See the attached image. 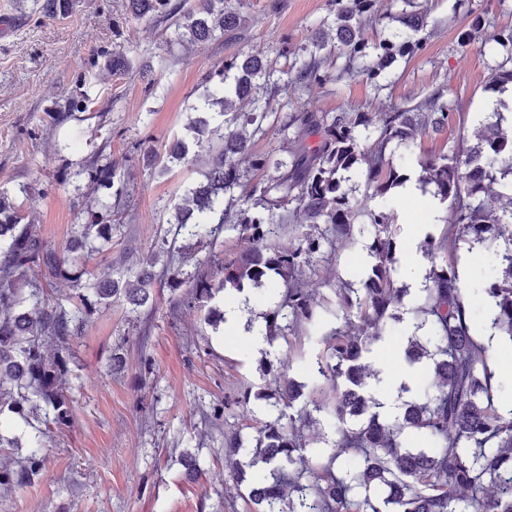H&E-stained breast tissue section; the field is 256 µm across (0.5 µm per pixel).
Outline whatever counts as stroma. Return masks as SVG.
<instances>
[{
	"label": "stroma",
	"instance_id": "1",
	"mask_svg": "<svg viewBox=\"0 0 512 512\" xmlns=\"http://www.w3.org/2000/svg\"><path fill=\"white\" fill-rule=\"evenodd\" d=\"M239 11L235 30L179 46L165 22L132 19L127 0H75L60 19L35 13L31 0H0V16L15 26L0 37V192L35 225L44 244L63 249L81 231L86 212L104 198L116 219L112 248L93 255L90 276L120 275L163 238L172 206L199 175L190 165L162 170L164 146L180 135L218 64L262 52L279 70L290 53L332 38L326 26L332 0H229ZM426 16L423 47L388 71L384 87L328 65L326 81L299 90L278 84L264 91L275 111L309 106L319 112H390L412 107L434 92L456 101L473 127L495 97L490 70L504 56L494 36L512 29V0H417ZM469 42H462V32ZM130 64L112 75V49ZM90 97L85 112H66L69 100ZM117 165L111 189H96L80 169L88 160ZM28 186V195L18 192ZM395 233L411 249L417 225L430 222L426 199L398 200ZM431 223V222H430ZM368 232L305 278L317 298L333 299L334 277L355 283L367 262ZM495 251L476 250L464 280L476 323L487 310L481 289L494 274ZM156 304L139 315L115 301L84 319L73 340L65 376L72 400L70 428L52 431L46 462L31 485L0 491V512H242L237 486L224 467V436L254 435L259 423L241 408L210 421L213 405L240 387L264 383L261 357L273 370L304 381L318 352L288 356L285 341L256 351L251 342L212 329L187 289H154ZM202 469L189 479L185 456Z\"/></svg>",
	"mask_w": 512,
	"mask_h": 512
}]
</instances>
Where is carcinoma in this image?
Segmentation results:
<instances>
[{"label": "carcinoma", "instance_id": "carcinoma-1", "mask_svg": "<svg viewBox=\"0 0 512 512\" xmlns=\"http://www.w3.org/2000/svg\"><path fill=\"white\" fill-rule=\"evenodd\" d=\"M335 37L300 48L288 83L321 82V54L345 59L374 83L386 77L389 61L409 58L423 47L424 24L414 0L400 6L403 29L383 34L374 43L361 32L359 18L375 10L376 0H333ZM170 0H129L133 19L175 18L179 41L205 42L215 32L239 24L227 0H193L187 8ZM71 0H43L42 11L62 17ZM276 70L256 54L237 57L205 77L204 106L185 125V137L174 142L169 158L202 163L203 180L173 206V234L213 244L218 235L235 230L244 242L236 256L217 272L197 261L188 273L172 259L153 270L167 240L150 254L146 267L126 278L104 276L82 281L86 262L112 247V225L102 211H87L81 233L58 252L39 239L31 224H21L14 204L0 197V416L4 411L28 422L42 409L59 430L71 426V400L61 380L66 358L83 323V312L122 300L129 313L153 305L149 284L165 278L170 287L189 289L191 299L207 305L243 286H268L277 301L262 313L258 335L270 346L282 339L288 351L301 349L302 339L315 338L319 353L311 384L276 375L263 387H245L234 404L256 408L263 417L259 435L250 443L239 434L224 439L225 467L241 495L245 512H512V409L505 412L494 398V375L487 348L474 334L473 304L460 281L457 261L448 252L460 244L496 249V275L482 288L493 303V323L512 344V126L504 112L512 105L500 99L482 113L474 141L461 136L438 154L415 153L422 135L448 130L456 120V104L443 93L431 94L417 106L384 112H317L302 107L274 117L276 131L287 141L286 156L251 152V139L262 129L267 105L258 112H238L236 103L257 102L261 88L277 84ZM512 84V68L501 63L489 83L503 93ZM416 154L417 182L431 185L434 197L447 204L446 228L418 243L431 268L414 304L406 306L408 289L395 278L402 245L392 234L394 211L384 200L403 185L405 171L394 166L393 148ZM249 157V169L236 156ZM274 170L259 182L251 171ZM98 187L110 188L115 169L93 164L85 169ZM363 179L367 194L356 199L346 185ZM372 228L370 262L361 270V287L334 289V309L326 314L341 325L318 328L314 295L304 288L306 270L353 240L357 221ZM291 236L286 248L276 245ZM69 278L84 289L80 307L51 306L39 277ZM415 320L404 348L405 360L433 375V389L421 401L404 402L393 414L370 391L378 371L367 362L371 342L388 325L401 321V310ZM427 330V340L417 332ZM57 347L54 357L44 341ZM334 418L331 437L314 448L304 429L313 413ZM28 453L15 465L0 464V487L31 484L43 469L45 436L31 425Z\"/></svg>", "mask_w": 512, "mask_h": 512}]
</instances>
